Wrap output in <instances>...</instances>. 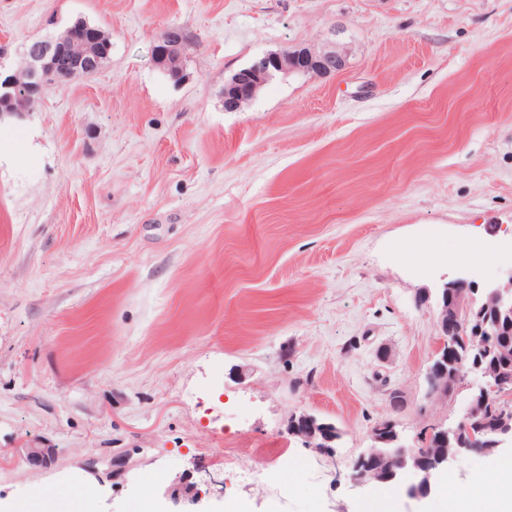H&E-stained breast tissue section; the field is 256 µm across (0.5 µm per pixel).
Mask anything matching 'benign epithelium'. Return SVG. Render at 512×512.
Listing matches in <instances>:
<instances>
[{"label": "benign epithelium", "mask_w": 512, "mask_h": 512, "mask_svg": "<svg viewBox=\"0 0 512 512\" xmlns=\"http://www.w3.org/2000/svg\"><path fill=\"white\" fill-rule=\"evenodd\" d=\"M94 41V30L84 21H76L68 34L60 41H37L25 49V65L13 68L4 63L0 57V118L5 115L21 113L15 103H24L44 94L46 89L62 81L77 76L92 75L101 69V65L110 55L111 46L107 43L98 45L94 51L87 50V43ZM185 41L183 31L177 27L166 29L154 42L153 60L163 68L173 49ZM348 52L343 48H325L315 46H296L283 51L269 52L255 59L249 66L238 70L224 83V109L233 112L243 108L244 103L255 98L257 92L266 84L273 74L304 73L315 76H328L342 71L347 62ZM485 298L484 307L497 315L512 319V270L499 283L480 286L474 280L457 277L444 284L439 298V335L440 344L433 359L434 366L427 372L428 395L448 396V374L439 372L448 362V353L456 349L457 343L466 335L480 336L482 328L479 323L464 318L474 301V295ZM477 380L476 390L472 395L470 409L476 410L490 394L503 389L504 384L489 378V372L480 370L476 365L469 370ZM470 413L449 426L435 428L438 439L448 444L460 443V447L440 459L439 469L443 470L457 456L478 452L487 448L493 452L506 445H512V424L503 420L492 432L491 439L485 440L480 428L469 424ZM315 418L307 417L302 427L293 436L304 441L308 446L316 447L317 428ZM406 471L419 476L418 483L410 490L415 499L427 497L431 491V475L422 472L414 455L407 451L393 459L392 466L385 469L391 479L398 481ZM383 472V473H385ZM383 473L374 477L364 473L351 475L357 484L382 481Z\"/></svg>", "instance_id": "obj_1"}]
</instances>
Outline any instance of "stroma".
Segmentation results:
<instances>
[{"label": "stroma", "instance_id": "1", "mask_svg": "<svg viewBox=\"0 0 512 512\" xmlns=\"http://www.w3.org/2000/svg\"><path fill=\"white\" fill-rule=\"evenodd\" d=\"M80 18L102 68L0 122V512H164L185 477L207 512H494L511 448L420 501L351 464L381 421L409 446L468 408L426 373L446 279L512 266L464 251L512 239V0H0V58ZM331 41L343 71L225 111L257 57ZM303 413L332 453L288 435ZM185 41V35L180 28H167L154 42L152 48L153 60L157 66L163 69L174 48H179Z\"/></svg>", "mask_w": 512, "mask_h": 512}]
</instances>
